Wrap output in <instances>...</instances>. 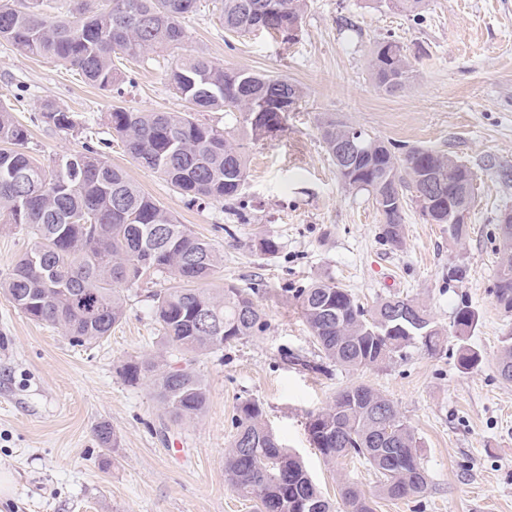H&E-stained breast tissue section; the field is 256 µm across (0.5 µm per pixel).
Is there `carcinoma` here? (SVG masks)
<instances>
[{"label":"carcinoma","instance_id":"carcinoma-1","mask_svg":"<svg viewBox=\"0 0 512 512\" xmlns=\"http://www.w3.org/2000/svg\"><path fill=\"white\" fill-rule=\"evenodd\" d=\"M409 16L420 15L426 0H389ZM306 0H223L224 30L237 35L271 26L289 41L288 31L301 26ZM198 0H0V43L32 56L60 62L102 90L122 94L123 77L114 60L150 59L153 53L178 49L186 37V20ZM375 87L403 92L414 82L415 68L403 47L392 39L374 44L369 59ZM170 82L189 104L186 112H142L116 107L109 125L130 157L166 180L189 203L233 201L247 177L245 154L233 135L202 121L200 112H237L255 141L283 129L277 102L299 104L305 91L281 75L226 69L206 56L186 55L171 67ZM38 120L60 131H78L74 114L52 102L39 109ZM347 125L326 117L318 131L326 152L336 160V141ZM30 133L11 109L0 105V222L15 224L31 235V243L9 272L0 278V292L28 319L59 328L72 342H97L112 332L125 314V293L154 275L169 286L152 294V313L162 331L163 347L193 357L211 355L263 331L265 314L255 289L208 282L223 262L211 240L186 224L112 166L99 149L87 144L75 153L59 154L44 164L28 150ZM364 139L372 154L351 172L336 166L348 186L368 195L378 180L389 191L373 199L382 240L402 243L405 209L421 205L424 176L445 174L453 184L462 176L452 155L411 149L396 155L369 133ZM319 357L348 370L381 366L416 345L434 352L444 342L425 304L393 295L371 311L347 289L333 282L312 281L295 290ZM495 297L512 311V279L497 281ZM408 309L420 328L407 334L394 313ZM477 324L476 312L456 310L460 329L459 365L480 364L481 353L467 344ZM497 371L512 382V335L503 340ZM125 381L148 380L156 399L176 421H194L207 406L205 380L189 366L175 367L152 357L128 362ZM385 407L398 427L395 443L377 440L374 408ZM235 434L225 452V473L235 490L255 503L256 512H279L280 502L309 500L315 512H335L307 474L298 455L281 446L269 428L261 405H239ZM311 444L328 465L358 456L371 467L376 495L392 500L422 496L429 475L418 453L417 440L393 401L369 385L346 386L329 408L311 414L306 423ZM344 512H375L374 501L356 482L339 486Z\"/></svg>","mask_w":512,"mask_h":512}]
</instances>
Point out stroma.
<instances>
[{"label": "stroma", "mask_w": 512, "mask_h": 512, "mask_svg": "<svg viewBox=\"0 0 512 512\" xmlns=\"http://www.w3.org/2000/svg\"><path fill=\"white\" fill-rule=\"evenodd\" d=\"M181 50L140 63L126 61L122 94L103 91L64 65L0 44V103L13 108L41 160L104 138L108 160L146 194L224 255L215 288L253 287L266 327L223 352L192 361L206 380L208 405L190 423L169 417L147 384L121 375L129 361L152 354L160 336L152 294L165 281L125 295V316L110 336L83 347L60 329L28 320L0 294V471L14 480L0 512H254L227 480L224 450L241 402L262 404L284 448L304 460L327 497L339 481L374 494L364 461L323 462L310 442V413L329 407L338 390L365 383L397 407L419 442L430 486L420 498L375 503L376 512H512V383L496 357L512 313L495 298L501 210L512 208V0H428L420 19L385 0H308L293 42L257 31L229 36L217 0H200ZM392 38L417 70L412 87L377 89L368 60L374 42ZM202 53L233 69L287 76L307 95L277 135L243 136L232 114L206 113L243 147L241 196L189 205L157 174L140 167L113 140V107L181 112L186 103L168 72L179 54ZM73 112L81 132L55 131L35 118L44 101ZM335 116L390 142L396 153L423 147L455 156L475 174L476 207L468 234L455 242L444 224L407 208L401 247L380 237L381 218L366 192L347 188L327 154L317 121ZM273 238L277 252L247 243ZM467 269L464 279L450 275ZM348 289L365 307L387 296L425 303L447 339L436 352L407 349L388 364L312 372L284 352L314 360V346L295 291L314 279ZM479 315L469 343L482 364L460 369L453 319L461 304ZM108 424L111 447L95 429Z\"/></svg>", "instance_id": "35a3bbf8"}]
</instances>
